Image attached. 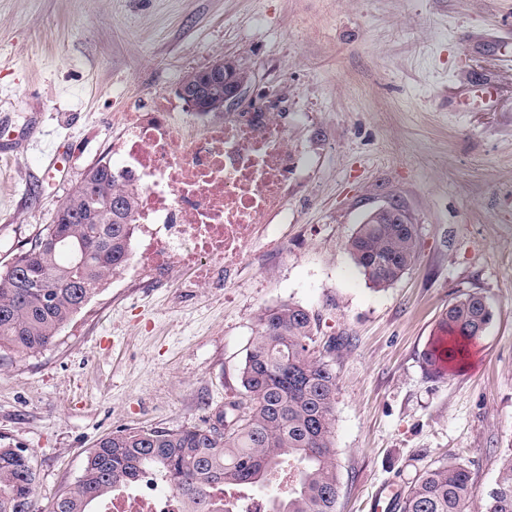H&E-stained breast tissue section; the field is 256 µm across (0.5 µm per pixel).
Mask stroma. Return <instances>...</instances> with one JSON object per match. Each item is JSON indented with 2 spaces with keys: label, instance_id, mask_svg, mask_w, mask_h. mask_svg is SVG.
I'll use <instances>...</instances> for the list:
<instances>
[{
  "label": "stroma",
  "instance_id": "stroma-1",
  "mask_svg": "<svg viewBox=\"0 0 512 512\" xmlns=\"http://www.w3.org/2000/svg\"><path fill=\"white\" fill-rule=\"evenodd\" d=\"M512 0H0V268L51 223L96 162L119 164L127 116L226 59L246 98L278 111L309 158L288 188L276 250L254 243L230 279L109 282L52 344L0 351V435L28 448L38 512L81 475L102 436L204 424L241 399L262 310L308 309L339 381L337 512H371L452 461L481 512L512 448ZM491 107L452 108L471 85ZM65 173L47 171L50 143ZM393 200L418 226V257L371 287L347 242ZM492 320L463 368L422 354L455 299ZM334 352H327L328 343Z\"/></svg>",
  "mask_w": 512,
  "mask_h": 512
}]
</instances>
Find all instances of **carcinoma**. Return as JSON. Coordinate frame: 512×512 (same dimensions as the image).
Here are the masks:
<instances>
[{"label": "carcinoma", "instance_id": "cac0c4a2", "mask_svg": "<svg viewBox=\"0 0 512 512\" xmlns=\"http://www.w3.org/2000/svg\"><path fill=\"white\" fill-rule=\"evenodd\" d=\"M204 112L224 111V86L205 84ZM91 216L94 224L83 218ZM136 216L134 190L118 185L112 163L89 168L46 224L0 270V350L33 354L49 344L127 260ZM417 225L361 223L348 252L373 288L397 281L417 259ZM89 243L76 263L67 244ZM491 320L477 295L452 303L422 355L426 370L460 366ZM315 321L304 307L282 303L259 316L241 371L244 397L212 422L177 429L127 428L101 438L78 479L56 499L53 512H92L115 489L152 474L178 494L184 512H237L234 501H214L218 490L267 483L288 470V493L267 512H336L338 379L315 351ZM38 474L33 455L0 435V512H36ZM470 471L442 462L422 473L402 497L400 512H466ZM484 512H512V452L502 458Z\"/></svg>", "mask_w": 512, "mask_h": 512}]
</instances>
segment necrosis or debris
<instances>
[{"label": "necrosis or debris", "mask_w": 512, "mask_h": 512, "mask_svg": "<svg viewBox=\"0 0 512 512\" xmlns=\"http://www.w3.org/2000/svg\"><path fill=\"white\" fill-rule=\"evenodd\" d=\"M116 179L136 190L134 248L119 279L181 274L194 288L239 268L246 248L263 241L270 221L284 224L283 199L302 153L284 116L254 107L211 120L159 102L137 112L117 148ZM104 512H182L180 498L148 481L105 500Z\"/></svg>", "instance_id": "obj_1"}]
</instances>
